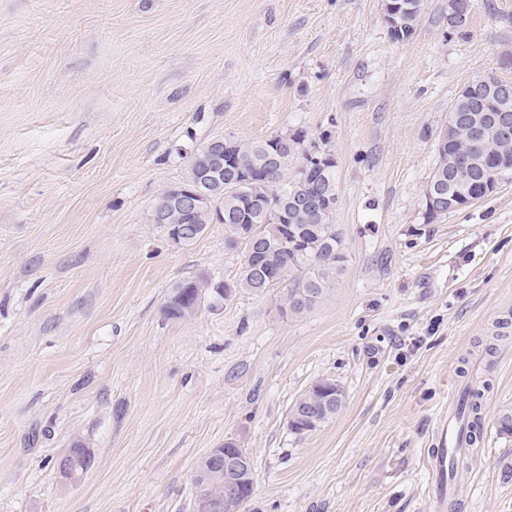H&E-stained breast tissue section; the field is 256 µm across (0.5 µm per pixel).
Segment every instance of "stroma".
Returning a JSON list of instances; mask_svg holds the SVG:
<instances>
[{
	"label": "stroma",
	"instance_id": "1",
	"mask_svg": "<svg viewBox=\"0 0 512 512\" xmlns=\"http://www.w3.org/2000/svg\"><path fill=\"white\" fill-rule=\"evenodd\" d=\"M512 0L448 31L424 0L390 38L381 0H0V512H195L199 460L253 457L249 512H432L422 453L468 386L478 459L461 512H512V179L426 222L433 141L461 88L512 81ZM329 137L347 262L314 309L240 292L166 319L175 282L235 280L209 225L152 207L212 139ZM335 380L338 414L288 410ZM92 453L60 483L74 441ZM313 392L320 398L331 397L329 399H325L323 401V405L321 406L322 424L335 417L341 409L343 391L341 387L335 383V380L321 378L315 381L310 386V389L306 393L300 394L289 408L288 428L292 433L296 435H305L309 432H312L309 430V424L300 417L302 412L301 403L303 398L306 395L312 394ZM316 396L311 395L312 400L310 402H305L307 407L303 409V413L310 420V424L313 429L319 427L320 424V419L318 418L317 414L319 401L316 399ZM290 419H292V421Z\"/></svg>",
	"mask_w": 512,
	"mask_h": 512
}]
</instances>
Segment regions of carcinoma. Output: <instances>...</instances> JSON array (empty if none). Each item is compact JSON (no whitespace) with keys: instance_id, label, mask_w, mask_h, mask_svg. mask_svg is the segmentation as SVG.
<instances>
[{"instance_id":"obj_1","label":"carcinoma","mask_w":512,"mask_h":512,"mask_svg":"<svg viewBox=\"0 0 512 512\" xmlns=\"http://www.w3.org/2000/svg\"><path fill=\"white\" fill-rule=\"evenodd\" d=\"M423 0H382L386 13L397 16L396 23L388 26L390 36L396 41L409 39L419 21ZM459 141L435 154L432 177H448V154L459 151L469 138L468 129L459 127ZM308 133L303 129L285 131L270 138L251 141H232L231 156L242 168L255 170L265 177L258 191L268 198V209L253 210L245 207L247 190L233 188L228 179L222 178V188L215 196L214 207L205 212L188 216V220L204 227L224 225L227 239H248L253 233L263 234L265 247L251 259H243L241 271L232 282L210 281L207 287L230 288L232 293L250 292L255 295L278 290L284 307L301 314L317 306L339 282L347 255L341 232L334 224L335 212L311 214L295 209V198L316 183L336 192V163H313L300 171L299 160L304 155ZM483 151L492 161L506 157L512 162V146L489 140ZM188 281L175 282L169 289L163 314L170 320L184 319L186 304L177 289ZM315 394L323 399L322 422H327L340 411L342 389L334 380L321 378L305 394H300L288 411V428L296 435L309 433V424L301 418V403L305 395ZM479 396L474 392L464 394L458 415H478ZM497 431L502 436H512V407L503 408L496 418Z\"/></svg>"}]
</instances>
